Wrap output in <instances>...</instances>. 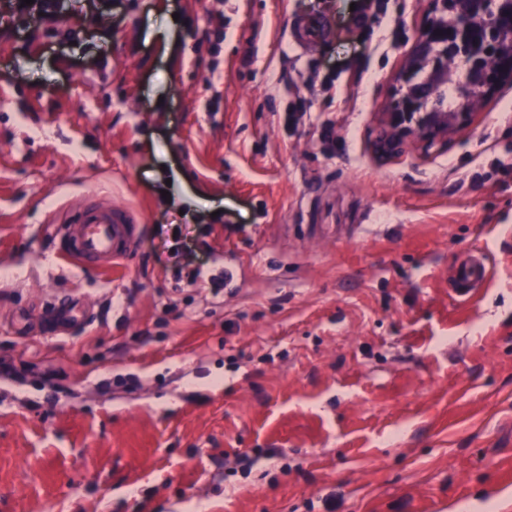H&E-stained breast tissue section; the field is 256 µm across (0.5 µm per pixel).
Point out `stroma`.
Masks as SVG:
<instances>
[{
  "label": "stroma",
  "instance_id": "stroma-1",
  "mask_svg": "<svg viewBox=\"0 0 512 512\" xmlns=\"http://www.w3.org/2000/svg\"><path fill=\"white\" fill-rule=\"evenodd\" d=\"M429 3L0 21V512H512V83L371 150ZM99 184L143 217L109 272L45 221ZM485 258L480 249H470L458 259L452 272L451 287L458 296L468 295L472 289L487 284ZM88 316L87 307L80 301H72L64 307L55 309L50 316L49 331L52 335H61L75 324L84 322Z\"/></svg>",
  "mask_w": 512,
  "mask_h": 512
}]
</instances>
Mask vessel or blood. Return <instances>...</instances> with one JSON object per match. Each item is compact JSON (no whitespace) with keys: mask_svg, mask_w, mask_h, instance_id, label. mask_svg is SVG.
<instances>
[{"mask_svg":"<svg viewBox=\"0 0 512 512\" xmlns=\"http://www.w3.org/2000/svg\"><path fill=\"white\" fill-rule=\"evenodd\" d=\"M49 221L63 225L66 243L63 255L81 266L108 270L132 253L140 219L130 207L116 204L110 193L97 190L68 202L66 208L50 212ZM488 274L480 249H471L458 259L451 287L459 296L486 285ZM88 316L80 301L66 303L50 316L49 331L60 335Z\"/></svg>","mask_w":512,"mask_h":512,"instance_id":"1","label":"vessel or blood"}]
</instances>
